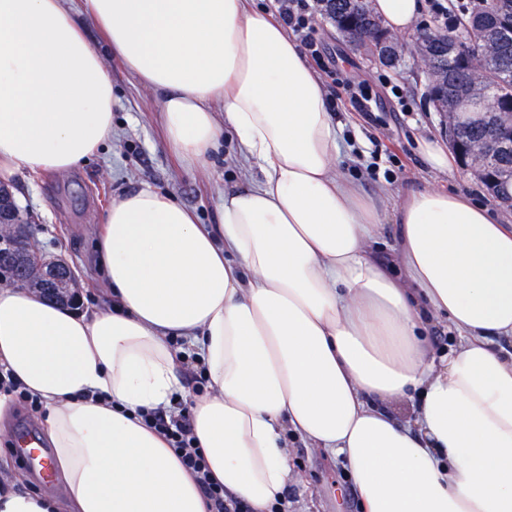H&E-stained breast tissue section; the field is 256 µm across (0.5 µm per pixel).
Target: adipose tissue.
<instances>
[{
  "label": "adipose tissue",
  "mask_w": 512,
  "mask_h": 512,
  "mask_svg": "<svg viewBox=\"0 0 512 512\" xmlns=\"http://www.w3.org/2000/svg\"><path fill=\"white\" fill-rule=\"evenodd\" d=\"M109 50L160 98L168 146L208 166L233 138L249 179L197 223L146 187L97 241L106 302L0 288V370L43 409L64 500L12 481L0 512H208L144 412L182 388L208 468L251 512L302 478L290 442L340 462L362 512H512V225L474 196L410 190L395 265L382 214L339 171L321 78L251 0H88ZM410 34L421 0H371ZM65 0H0V183L63 173L112 136V80ZM223 118H216V111ZM452 342L438 354L432 321Z\"/></svg>",
  "instance_id": "ef3b65f1"
}]
</instances>
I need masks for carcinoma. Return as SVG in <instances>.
I'll return each instance as SVG.
<instances>
[{
    "label": "carcinoma",
    "mask_w": 512,
    "mask_h": 512,
    "mask_svg": "<svg viewBox=\"0 0 512 512\" xmlns=\"http://www.w3.org/2000/svg\"><path fill=\"white\" fill-rule=\"evenodd\" d=\"M512 7V0H481V7L468 15L467 21L482 17H497L504 7ZM327 19L340 21L350 18L358 26L376 25L377 18L369 7V0H362L360 12L353 13L350 0H326ZM383 47L378 59L389 63V57L402 58L404 46L390 32L381 31ZM455 39L453 32L439 33V40L429 43L421 51L429 80V87L448 83V101L441 109L452 119L451 128L467 150L476 154L484 151L489 139L497 136L512 142V132L502 128L499 114L512 102V42L487 46L471 44L459 54L448 53V41ZM488 164L512 170V147L494 153ZM4 263L0 273L14 277L29 288H44L42 271L34 263L17 267L11 262L15 249L3 246Z\"/></svg>",
    "instance_id": "carcinoma-1"
}]
</instances>
